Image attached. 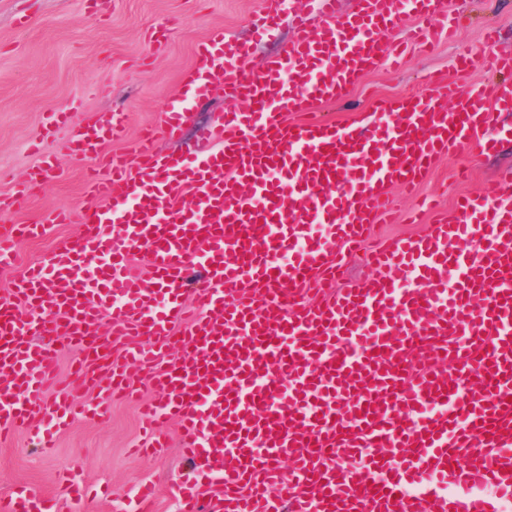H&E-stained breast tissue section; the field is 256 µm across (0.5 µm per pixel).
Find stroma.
I'll return each instance as SVG.
<instances>
[{"label":"stroma","instance_id":"35a3bbf8","mask_svg":"<svg viewBox=\"0 0 512 512\" xmlns=\"http://www.w3.org/2000/svg\"><path fill=\"white\" fill-rule=\"evenodd\" d=\"M443 6L464 18L455 35L440 32L431 49H408L400 68L382 63L362 77L349 99L319 106L314 117L363 122L374 98L429 92L424 80L429 73L463 88L490 80V72L479 66L456 71L454 59L462 48L480 55L512 51V0H444ZM262 8V0H107L90 14L83 0H0V194L20 189L41 154H51L56 174L14 219L47 222L62 207L72 215L70 223L50 224L44 237L18 243L15 268L0 270V297L18 269L42 259L60 240L78 237L83 213L97 204L87 189L86 161L66 148L70 127L98 113L123 111L128 136L112 144L111 152L126 155L138 133L160 125L167 103L182 93L181 74L194 65L196 44L216 28L249 38ZM167 21L174 24L167 41L152 44L150 32ZM489 23L500 29L493 44L483 38ZM49 112L69 113V128L46 134ZM507 168L512 169V142L488 157L467 147L438 160L419 192L439 194L440 206L447 208L458 194L492 192ZM166 434L168 446L160 455L135 454L141 431L131 401L115 403L106 421H74L57 434L48 455L35 448L28 431H18L0 439V495L32 485L52 498L56 512H71L64 483L94 494L107 487L111 497L94 499L88 512H132L136 486L151 482L160 490L155 512H177L169 489L186 463L175 425H167Z\"/></svg>","mask_w":512,"mask_h":512}]
</instances>
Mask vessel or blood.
Segmentation results:
<instances>
[{"label":"vessel or blood","instance_id":"1","mask_svg":"<svg viewBox=\"0 0 512 512\" xmlns=\"http://www.w3.org/2000/svg\"><path fill=\"white\" fill-rule=\"evenodd\" d=\"M315 2L320 25L294 14L291 41L256 71L247 43L213 31L130 157L105 154L124 112L70 128L68 149L111 175L89 178L101 203L84 235L0 299V435L24 428L50 450L74 418L104 419L115 396L134 395V364L156 392L142 408L146 450L164 448L156 428L173 419L192 463L172 487L181 512H500L512 498V176L459 198L426 235L384 243L365 279L321 285L389 215L391 187L414 190L438 158L512 138L499 123L512 83L461 94L436 81L432 94L380 101L363 127L311 118L382 62L405 17L422 43L457 22L439 0H355L347 14ZM283 4L265 0L256 37L279 28ZM217 78L227 108L208 147L160 153ZM55 170L43 156L0 197L1 269L17 241L46 234L9 217ZM107 333L123 337L120 356ZM64 340L78 352L73 381L49 400ZM90 388L96 399L78 402ZM484 485L492 495L475 494ZM52 507L25 485L0 501V512Z\"/></svg>","mask_w":512,"mask_h":512}]
</instances>
